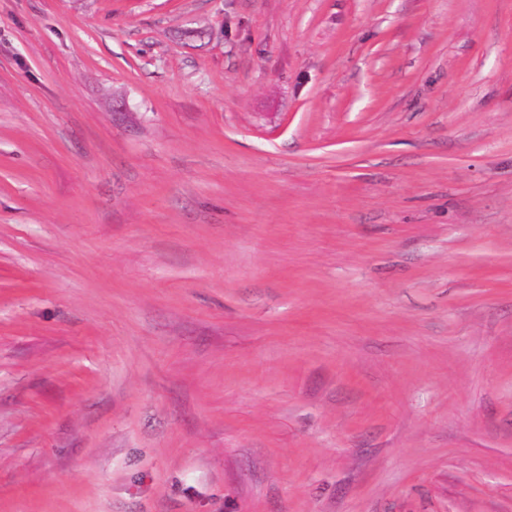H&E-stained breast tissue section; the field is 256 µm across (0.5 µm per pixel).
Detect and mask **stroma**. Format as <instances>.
<instances>
[{
	"label": "stroma",
	"mask_w": 512,
	"mask_h": 512,
	"mask_svg": "<svg viewBox=\"0 0 512 512\" xmlns=\"http://www.w3.org/2000/svg\"><path fill=\"white\" fill-rule=\"evenodd\" d=\"M0 512H512V0H0Z\"/></svg>",
	"instance_id": "35a3bbf8"
}]
</instances>
